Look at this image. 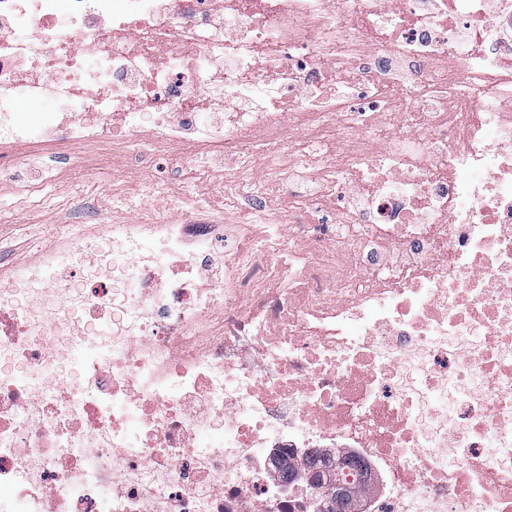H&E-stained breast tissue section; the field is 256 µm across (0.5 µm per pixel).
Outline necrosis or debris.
<instances>
[{"instance_id": "necrosis-or-debris-1", "label": "necrosis or debris", "mask_w": 512, "mask_h": 512, "mask_svg": "<svg viewBox=\"0 0 512 512\" xmlns=\"http://www.w3.org/2000/svg\"><path fill=\"white\" fill-rule=\"evenodd\" d=\"M0 0V172L151 149L0 264V512H512V0ZM60 103L59 124L18 113ZM352 144L343 159L325 136ZM196 183L253 221H128ZM57 168L14 184L49 204ZM335 223L316 227L314 209ZM316 459L303 461L301 465L309 474H313V480L319 489L320 495H315L317 501V512H352L350 509V498L355 492L342 485H336V479H332L335 474L332 463L322 462ZM324 499H323V498Z\"/></svg>"}]
</instances>
